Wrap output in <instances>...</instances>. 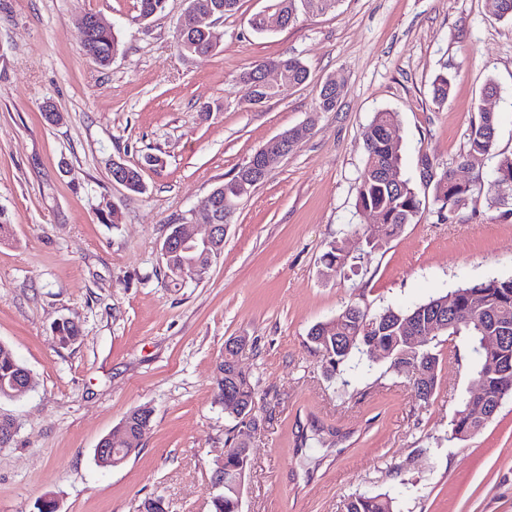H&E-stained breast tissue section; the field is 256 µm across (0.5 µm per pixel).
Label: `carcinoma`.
<instances>
[{
    "instance_id": "carcinoma-1",
    "label": "carcinoma",
    "mask_w": 512,
    "mask_h": 512,
    "mask_svg": "<svg viewBox=\"0 0 512 512\" xmlns=\"http://www.w3.org/2000/svg\"><path fill=\"white\" fill-rule=\"evenodd\" d=\"M139 18H151L165 9L166 0H138ZM266 7H278L285 18L286 26L296 22L298 13H324L335 7V3L326 0H267ZM186 15H181L176 25V42L178 48L189 42L199 55L211 54L209 39L185 23ZM119 51V41L111 30H92L87 46L82 48L83 56L98 65L108 66ZM276 62L285 64L288 85L297 86L309 79V71L301 60L295 57H280ZM397 122V114L380 111L375 114L364 133L366 163L356 187V208L369 210L377 217L380 225L379 237L369 252L385 247L404 227L421 214L422 201L411 180L401 174L403 146L398 139L387 134V129ZM497 115L494 112L479 109L478 118L472 122L468 135V150L463 162L484 156L497 158L494 178L489 184V191L494 193L493 200H498L500 183L508 180V191H512V155L496 152ZM125 188L133 193L143 190L141 168L126 167L122 173ZM433 183V202L436 205L437 220L449 221L453 206L474 192V185L462 182L453 169L447 168L440 173L428 176ZM224 194L231 205L227 216L233 217L238 202L249 195L239 182V173L224 183ZM326 270L332 272L345 265V257L332 241L323 254ZM165 276L170 283L178 286L184 282L183 264L173 258L164 263ZM482 312L501 316L512 327V277H487L462 285L455 290L432 298L412 307H387L377 313L350 303L334 318L315 324L308 333V338L329 374L333 377L343 370L354 356L367 353L371 341L378 343L388 352V368L396 373L403 372L402 365L414 360L421 368L422 383L412 382L414 396L423 403H429L438 384V375L442 359L429 345L416 354L409 351L405 336L400 326L406 321L423 315L439 314L448 321V327L441 334L455 336L466 333L474 342V351L479 362L475 371H480L489 362L503 356L502 346L490 339L494 335L491 328L477 323ZM55 333L63 344L69 343L79 335V328L71 321L64 320L55 326ZM236 352L224 347V357L215 368L214 403L224 409V414L235 417L237 409L252 407L256 400V389L249 374L233 371ZM25 366L19 361L10 346L0 343V398H11L19 393L14 386L18 375ZM512 396V374L499 376L494 373L486 375L482 385L483 400L493 406L504 398ZM152 410L146 406L129 411L122 419L132 436L131 446L139 451L144 436L150 431ZM481 432L480 423L467 413L466 406L456 410L451 420L450 438L465 441ZM336 436V430L325 429L316 423L310 424V432L301 433L300 447H310V441L325 444L324 435ZM244 440H230L224 449V472L247 473L250 469V455L246 451ZM345 512H393L392 500L384 494L370 496L358 494L350 497L344 505ZM211 512H240L237 497L231 490H216L211 497Z\"/></svg>"
}]
</instances>
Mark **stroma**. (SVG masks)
Listing matches in <instances>:
<instances>
[{
    "label": "stroma",
    "instance_id": "1",
    "mask_svg": "<svg viewBox=\"0 0 512 512\" xmlns=\"http://www.w3.org/2000/svg\"><path fill=\"white\" fill-rule=\"evenodd\" d=\"M264 5L240 0L217 25L219 50L199 57L175 45L186 0L146 21L136 0H0V342L34 380L25 397L0 400L17 427L0 448V512H36L41 499L60 512H138L156 496L170 512H209L211 466L236 425L213 402L214 370L225 341L243 335L259 428L245 435L242 512H343L356 493L389 494L394 512H512V397L475 437H450L475 389L466 337L439 342L426 404L379 357L327 377L308 338L350 302L376 313L512 276V216L483 189L437 223L419 166L426 155L488 184L494 160L458 166L483 107L499 118L497 152L512 154V21L498 19L493 0H338L260 34L250 20ZM89 13L119 38L109 66L81 53ZM282 56L307 65L308 81L250 106L242 73ZM440 75L452 81L442 102ZM330 78L343 92L334 110L317 111ZM48 108L60 124L46 122ZM381 110L398 115L422 212L371 254L355 187L364 132ZM302 124L308 136L241 201L206 278L169 286L168 225ZM148 154L158 165L143 166ZM116 162L142 165L143 193L113 182ZM334 240L363 255L359 270L323 275ZM62 319L80 329L65 345L53 332ZM142 405L153 421L139 453L100 468L97 445ZM311 418L350 434L343 453L296 452Z\"/></svg>",
    "mask_w": 512,
    "mask_h": 512
}]
</instances>
